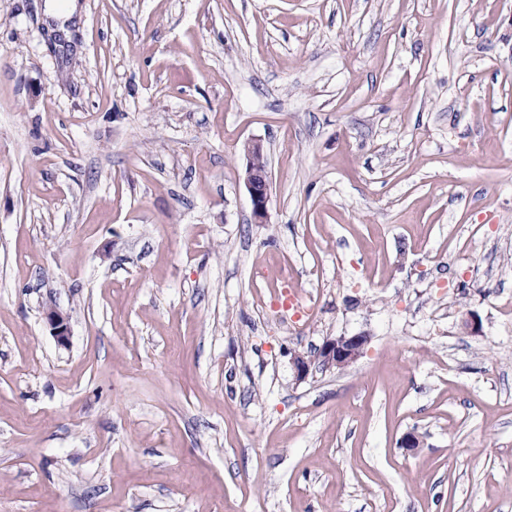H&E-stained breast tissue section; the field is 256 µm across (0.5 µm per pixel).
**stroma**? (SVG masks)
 Returning a JSON list of instances; mask_svg holds the SVG:
<instances>
[{
	"instance_id": "1",
	"label": "stroma",
	"mask_w": 512,
	"mask_h": 512,
	"mask_svg": "<svg viewBox=\"0 0 512 512\" xmlns=\"http://www.w3.org/2000/svg\"><path fill=\"white\" fill-rule=\"evenodd\" d=\"M45 3L0 0V512H512V0ZM246 186L250 194L255 223H265L269 201L270 181L262 147L255 142L244 145ZM47 322L58 344L66 345L69 341L70 327L68 317L61 311L50 307L46 314ZM368 339L365 334L336 336L328 339L319 349L316 359L323 370L343 369L355 363L363 355Z\"/></svg>"
}]
</instances>
